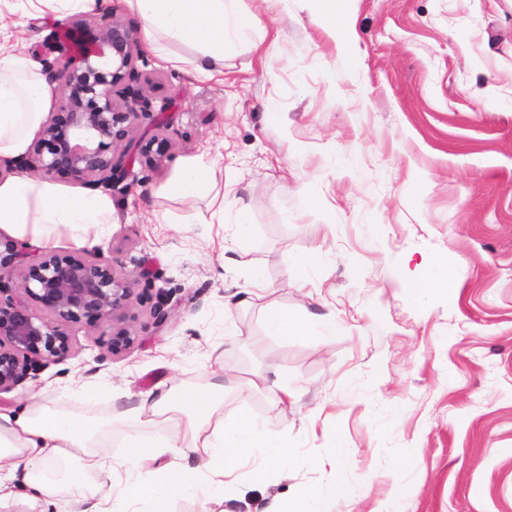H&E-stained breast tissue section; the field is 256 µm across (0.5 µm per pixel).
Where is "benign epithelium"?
Instances as JSON below:
<instances>
[{"label":"benign epithelium","instance_id":"7a95c632","mask_svg":"<svg viewBox=\"0 0 512 512\" xmlns=\"http://www.w3.org/2000/svg\"><path fill=\"white\" fill-rule=\"evenodd\" d=\"M69 33L71 46L50 37L39 51L42 74L61 88L60 97L27 152L3 166L110 190L133 176L132 163L150 170L170 156L167 137H132L137 122L153 117L156 84L138 68L135 24L108 14L97 21L77 17ZM3 246L0 394L37 377L48 362L65 360L72 351V324L109 328L107 351L113 356L134 344L125 320L135 281L101 250L33 255L11 240Z\"/></svg>","mask_w":512,"mask_h":512}]
</instances>
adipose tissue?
I'll list each match as a JSON object with an SVG mask.
<instances>
[{"mask_svg": "<svg viewBox=\"0 0 512 512\" xmlns=\"http://www.w3.org/2000/svg\"><path fill=\"white\" fill-rule=\"evenodd\" d=\"M143 22L145 46L157 51L155 33L192 40L204 47L193 71L211 77L224 45L239 31L259 27L256 16L243 15L235 0H134ZM50 99L40 63L23 53L0 54V161L23 155L44 120ZM216 166L199 161L181 167L164 187L171 199L210 196L212 216L223 219L226 196L214 194ZM112 200L99 190H65L20 174L0 181V235L23 246L47 247L68 235L80 247L93 246L94 227L111 223ZM135 418L168 423L162 443L128 435L116 451L89 453L98 427L74 414L0 408V512L17 496L41 504L43 512H168L170 500L186 494L201 504L238 490L239 470L253 455L282 462L287 443L263 435L256 419L240 413L224 422V376L208 387L172 398L156 391L140 399ZM161 461L160 469L148 465ZM128 465L122 495L103 491L96 477Z\"/></svg>", "mask_w": 512, "mask_h": 512, "instance_id": "obj_1", "label": "adipose tissue"}]
</instances>
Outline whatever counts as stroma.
<instances>
[{
    "label": "stroma",
    "instance_id": "35a3bbf8",
    "mask_svg": "<svg viewBox=\"0 0 512 512\" xmlns=\"http://www.w3.org/2000/svg\"><path fill=\"white\" fill-rule=\"evenodd\" d=\"M10 8L5 50L36 52L75 17ZM236 8L261 26L228 44L212 78L191 71L196 43L161 34V54L147 56L157 98L174 103L171 155L113 187L100 244L122 271L151 275L129 311L134 346L109 356L107 327L72 325L71 357L0 407L79 414L111 424L113 440L137 430L156 442L164 425L126 410L156 385L179 395L220 369L225 423L247 409L290 448L226 512L311 485L331 512H512V0H351L343 52L313 0ZM201 159L217 162L218 185L235 184L220 224L208 199L162 194ZM315 247L323 266L294 264ZM438 260L455 293L412 292L408 278ZM257 270L264 298L225 312ZM271 305L306 308L315 335H269ZM257 373L300 402L286 412L250 389ZM338 442L348 453L335 469Z\"/></svg>",
    "mask_w": 512,
    "mask_h": 512
}]
</instances>
